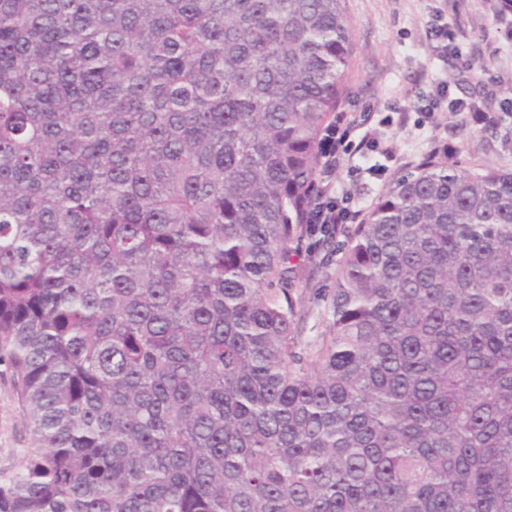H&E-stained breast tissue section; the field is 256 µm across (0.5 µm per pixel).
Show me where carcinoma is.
<instances>
[{
	"mask_svg": "<svg viewBox=\"0 0 512 512\" xmlns=\"http://www.w3.org/2000/svg\"><path fill=\"white\" fill-rule=\"evenodd\" d=\"M343 0H0V512H512V171L424 157L303 335ZM29 423L12 372L0 364V476L9 475L25 448H30Z\"/></svg>",
	"mask_w": 512,
	"mask_h": 512,
	"instance_id": "1",
	"label": "carcinoma"
}]
</instances>
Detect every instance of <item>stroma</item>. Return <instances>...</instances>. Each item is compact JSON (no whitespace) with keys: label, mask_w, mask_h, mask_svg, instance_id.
Listing matches in <instances>:
<instances>
[{"label":"stroma","mask_w":512,"mask_h":512,"mask_svg":"<svg viewBox=\"0 0 512 512\" xmlns=\"http://www.w3.org/2000/svg\"><path fill=\"white\" fill-rule=\"evenodd\" d=\"M498 0H345L355 50L342 105L353 127L328 182L365 213L398 177L427 154L453 148L452 159L512 169V26L497 19ZM442 15L460 53L440 62L429 21ZM447 81L449 98L478 101L493 121L478 129L447 105L420 112ZM314 277L301 283L306 335L321 330L316 289L328 287L336 255L313 253ZM29 423L12 372L0 364V476L28 448Z\"/></svg>","instance_id":"35a3bbf8"}]
</instances>
